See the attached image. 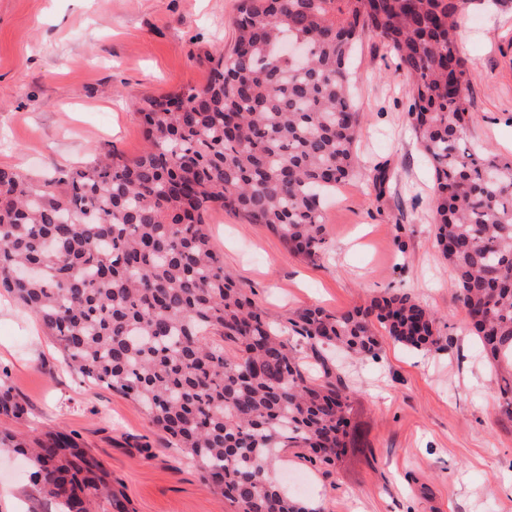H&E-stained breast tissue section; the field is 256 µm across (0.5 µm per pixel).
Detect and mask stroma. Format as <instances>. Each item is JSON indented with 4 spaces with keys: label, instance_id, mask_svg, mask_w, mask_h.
<instances>
[{
    "label": "stroma",
    "instance_id": "35a3bbf8",
    "mask_svg": "<svg viewBox=\"0 0 512 512\" xmlns=\"http://www.w3.org/2000/svg\"><path fill=\"white\" fill-rule=\"evenodd\" d=\"M238 0H0V167L39 182L145 141L130 99L199 87L205 54L230 49ZM462 44L479 146L512 156V14L476 12ZM363 110L362 168L324 207L326 254H289L264 225L220 209L206 224L224 266L258 305L287 318L319 305L343 312L405 291L439 316L440 348L382 338L377 359L339 358L365 446L324 466L282 451L289 493L323 512H512V420L469 331L433 238V172L411 130L410 81L372 37L350 66ZM389 179L374 183L375 167ZM26 406L0 425L75 434L102 461L134 512H235L200 482L121 393L79 383L39 321L0 296V370ZM0 512H54L21 460H0Z\"/></svg>",
    "mask_w": 512,
    "mask_h": 512
}]
</instances>
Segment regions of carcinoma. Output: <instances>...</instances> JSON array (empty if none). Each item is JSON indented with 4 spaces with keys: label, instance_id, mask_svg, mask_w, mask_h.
<instances>
[{
    "label": "carcinoma",
    "instance_id": "cac0c4a2",
    "mask_svg": "<svg viewBox=\"0 0 512 512\" xmlns=\"http://www.w3.org/2000/svg\"><path fill=\"white\" fill-rule=\"evenodd\" d=\"M512 0H240L234 45L207 57L201 87L136 100L146 147L33 182L0 167V289L53 338L66 365L138 404L237 512H314L282 489L280 452L331 466L357 434L352 391L325 351L359 360L376 328L414 350L439 346L438 317L407 292L341 313L279 320L224 267L205 215L263 224L312 263L325 253L323 194L355 176L362 113L349 57L373 36L411 79L410 124L433 169L436 245L498 377L512 419V159L477 149L472 73L460 28ZM305 40L309 59L280 56ZM320 366L306 375L297 346ZM23 405L0 372V416ZM57 512H133L103 464L71 433L0 430Z\"/></svg>",
    "mask_w": 512,
    "mask_h": 512
}]
</instances>
